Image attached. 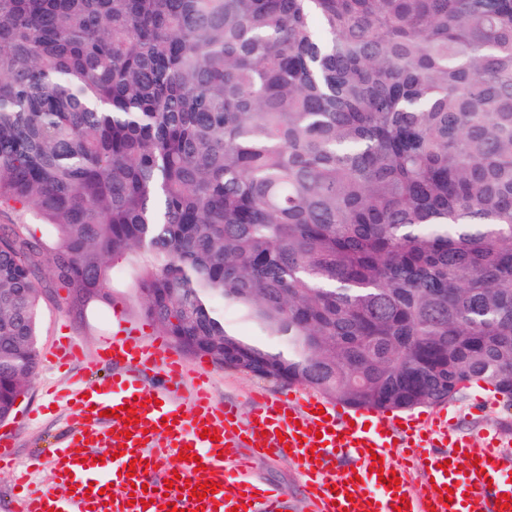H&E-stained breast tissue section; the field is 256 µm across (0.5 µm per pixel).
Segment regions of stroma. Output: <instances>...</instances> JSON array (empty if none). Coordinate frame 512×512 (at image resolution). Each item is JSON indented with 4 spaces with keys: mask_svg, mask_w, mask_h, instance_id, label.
<instances>
[{
    "mask_svg": "<svg viewBox=\"0 0 512 512\" xmlns=\"http://www.w3.org/2000/svg\"><path fill=\"white\" fill-rule=\"evenodd\" d=\"M112 305L93 310L89 322L83 323L70 314L63 300L66 289L54 288L48 292L41 306L40 350L47 348L61 335L68 334L84 345L83 361H76L63 369L41 364L28 392L22 398L13 417L0 423V434H12L16 440L18 467H30L32 460H39V468L32 469V479L47 483L49 469L44 458L49 448L60 443L70 431L71 417L61 394L64 389L79 383L84 376L87 362L96 356L99 340L112 330V308L120 306L128 320L144 327L148 337L161 336L162 331L144 318L142 303L130 279L115 281ZM262 391L275 397L285 393L283 385L259 378L249 373L213 368L211 393L215 403H238L242 413H249V395ZM448 420L459 434L469 436L475 446H482L485 435L498 438L502 450L512 453V409H506L492 386L480 383L469 386L457 399L448 404ZM255 474L264 481L281 485L294 503L303 501V478L299 470L286 460H256Z\"/></svg>",
    "mask_w": 512,
    "mask_h": 512,
    "instance_id": "obj_1",
    "label": "stroma"
}]
</instances>
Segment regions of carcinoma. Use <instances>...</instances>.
<instances>
[{"label": "carcinoma", "mask_w": 512, "mask_h": 512, "mask_svg": "<svg viewBox=\"0 0 512 512\" xmlns=\"http://www.w3.org/2000/svg\"><path fill=\"white\" fill-rule=\"evenodd\" d=\"M0 214V423L116 257L218 367L512 406V0H0Z\"/></svg>", "instance_id": "1"}]
</instances>
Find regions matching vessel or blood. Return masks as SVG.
Wrapping results in <instances>:
<instances>
[{
	"label": "vessel or blood",
	"mask_w": 512,
	"mask_h": 512,
	"mask_svg": "<svg viewBox=\"0 0 512 512\" xmlns=\"http://www.w3.org/2000/svg\"><path fill=\"white\" fill-rule=\"evenodd\" d=\"M113 315L96 360L112 372L72 392L75 423L48 453L50 483L21 487L20 512H285L284 492L251 478L254 457L296 461L313 512H512L499 503L512 496V457L495 441L476 447L455 437L444 415L356 409L343 417L318 396L260 394L244 415L234 403L215 406L202 389L187 399L181 356L146 338L122 309ZM207 428L217 440L204 437ZM398 447L422 461V488L412 486ZM182 451L189 459H179ZM376 455L378 472L371 469ZM383 474L397 475L399 484L380 482ZM208 481L215 492L193 497L192 487Z\"/></svg>",
	"instance_id": "vessel-or-blood-1"
}]
</instances>
